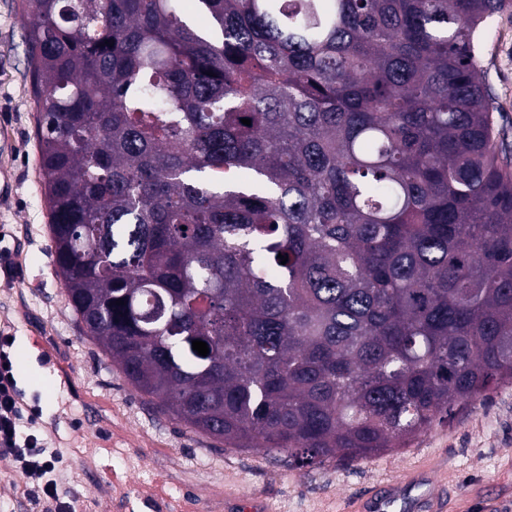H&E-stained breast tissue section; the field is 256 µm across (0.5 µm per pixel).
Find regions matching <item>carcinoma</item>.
<instances>
[{"label":"carcinoma","mask_w":512,"mask_h":512,"mask_svg":"<svg viewBox=\"0 0 512 512\" xmlns=\"http://www.w3.org/2000/svg\"><path fill=\"white\" fill-rule=\"evenodd\" d=\"M195 2L207 31L181 0H28L80 332L158 413L299 468L511 383L512 151L479 56L512 0Z\"/></svg>","instance_id":"1"}]
</instances>
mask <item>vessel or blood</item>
Here are the masks:
<instances>
[{
	"label": "vessel or blood",
	"instance_id": "obj_1",
	"mask_svg": "<svg viewBox=\"0 0 512 512\" xmlns=\"http://www.w3.org/2000/svg\"><path fill=\"white\" fill-rule=\"evenodd\" d=\"M431 476L424 470L404 480L374 489L365 498L356 499L349 512H439L440 497L431 489Z\"/></svg>",
	"mask_w": 512,
	"mask_h": 512
}]
</instances>
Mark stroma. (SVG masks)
<instances>
[{
  "instance_id": "stroma-1",
  "label": "stroma",
  "mask_w": 512,
  "mask_h": 512,
  "mask_svg": "<svg viewBox=\"0 0 512 512\" xmlns=\"http://www.w3.org/2000/svg\"><path fill=\"white\" fill-rule=\"evenodd\" d=\"M22 0H0V176L14 183L0 200V245L15 248L19 277L0 276V329L14 342L18 387L42 409L23 425L58 449L59 491L75 512H226V493L261 499L273 512H344L377 483L430 470L446 512H512V384L489 391L409 447L353 464L292 468L287 454L215 447L156 413L85 339L55 274L35 136ZM496 126L512 132V9L484 40ZM50 363H42L43 355ZM24 497L10 459L0 457V512H48Z\"/></svg>"
}]
</instances>
